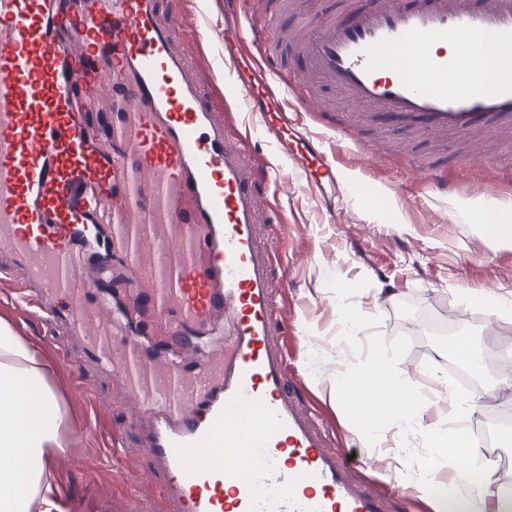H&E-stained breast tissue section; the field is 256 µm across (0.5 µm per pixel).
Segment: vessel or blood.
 <instances>
[{
  "mask_svg": "<svg viewBox=\"0 0 512 512\" xmlns=\"http://www.w3.org/2000/svg\"><path fill=\"white\" fill-rule=\"evenodd\" d=\"M159 0H0V274L20 272L31 316L67 325L134 402L173 512H388L356 484L291 387L275 343L255 186L341 189L305 126L319 88L431 137L512 131V76L486 91L464 55L512 50V0H366L301 15V74H279L276 20L252 0L204 38L249 114L235 139L175 54ZM453 43L459 55L440 53ZM286 166L250 161L257 129ZM119 277L125 296L95 295ZM252 459L241 469L239 457Z\"/></svg>",
  "mask_w": 512,
  "mask_h": 512,
  "instance_id": "obj_1",
  "label": "vessel or blood"
}]
</instances>
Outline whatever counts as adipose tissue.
<instances>
[{
	"mask_svg": "<svg viewBox=\"0 0 512 512\" xmlns=\"http://www.w3.org/2000/svg\"><path fill=\"white\" fill-rule=\"evenodd\" d=\"M52 374V365L0 319V512H67L50 462L67 453L75 427L50 385ZM331 394L347 416L365 419L364 435L372 443L386 432L398 437L425 425L426 403L402 379L396 355L387 348L358 365L340 360ZM437 398L448 401L454 429L433 433L431 441L436 454L452 464L478 449L465 427L471 401L442 392ZM399 478L429 498L433 512H512V495L493 489L488 478L460 480L445 497L433 495L432 477L403 472Z\"/></svg>",
	"mask_w": 512,
	"mask_h": 512,
	"instance_id": "obj_1",
	"label": "adipose tissue"
}]
</instances>
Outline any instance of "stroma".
Returning a JSON list of instances; mask_svg holds the SVG:
<instances>
[{
    "mask_svg": "<svg viewBox=\"0 0 512 512\" xmlns=\"http://www.w3.org/2000/svg\"><path fill=\"white\" fill-rule=\"evenodd\" d=\"M181 9L176 46L193 63L215 109L223 110L224 88L211 84L210 72L224 45L216 38L202 41L199 30L223 23L224 0H183ZM333 98L331 89H320L322 110L310 128L329 136L337 168L352 178L348 196L328 209L304 184L285 195L262 186V207L282 216L263 234L287 244L284 257L274 262L288 278L278 344L299 377V397L335 451L380 457L365 440L361 420L346 417L328 394L336 355L345 351L364 360L377 348H390L406 376L432 394L455 385L454 364L464 348L512 347V318H498L463 296L467 290L490 291L512 300V244H490L475 230L479 193L512 191V148L477 151L462 163L451 141L394 132L386 145L377 124L351 127L345 108L328 111ZM17 286L0 276V319L54 364L52 385L77 428L71 451L51 460L62 490L78 512H171L161 485L149 475L142 433L129 424L132 406L96 371L61 353L59 331L14 305ZM340 303L365 314L364 342L352 351L336 337ZM503 377L502 369L483 370L475 389L480 399L466 425L498 432L500 451L512 459V423L502 427L495 421L499 415L512 420V401L499 406L484 395ZM402 442L410 455L380 458L376 470L357 468L355 481L379 491L385 475L397 469L429 471L444 480L455 476L456 468L440 461L425 432L408 430ZM115 443L132 448L121 475L109 464H91ZM132 474L140 477L133 487L127 482Z\"/></svg>",
    "mask_w": 512,
    "mask_h": 512,
    "instance_id": "35a3bbf8",
    "label": "stroma"
}]
</instances>
